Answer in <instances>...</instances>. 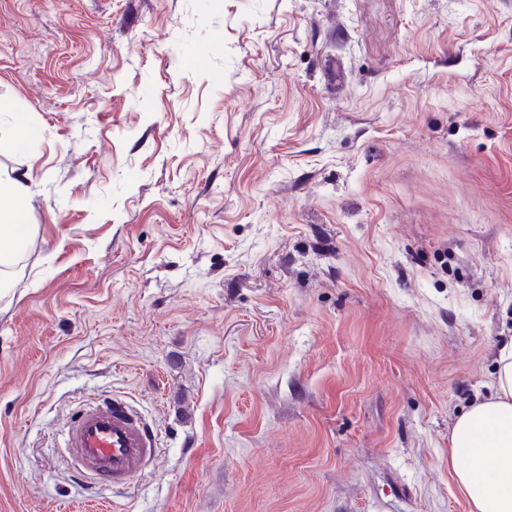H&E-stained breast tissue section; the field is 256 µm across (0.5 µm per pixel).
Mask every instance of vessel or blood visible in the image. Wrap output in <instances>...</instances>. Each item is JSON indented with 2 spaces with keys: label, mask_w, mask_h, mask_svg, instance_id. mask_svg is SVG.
Returning a JSON list of instances; mask_svg holds the SVG:
<instances>
[{
  "label": "vessel or blood",
  "mask_w": 512,
  "mask_h": 512,
  "mask_svg": "<svg viewBox=\"0 0 512 512\" xmlns=\"http://www.w3.org/2000/svg\"><path fill=\"white\" fill-rule=\"evenodd\" d=\"M63 440L76 477L103 491L127 486L159 446L152 425L122 396L84 403L65 425Z\"/></svg>",
  "instance_id": "1"
}]
</instances>
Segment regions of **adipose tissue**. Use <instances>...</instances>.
<instances>
[{
    "label": "adipose tissue",
    "mask_w": 512,
    "mask_h": 512,
    "mask_svg": "<svg viewBox=\"0 0 512 512\" xmlns=\"http://www.w3.org/2000/svg\"><path fill=\"white\" fill-rule=\"evenodd\" d=\"M23 183L0 175V265L18 252L16 227L24 223ZM448 471L470 512H512V344L498 356L494 395L472 405L450 430Z\"/></svg>",
    "instance_id": "ef3b65f1"
}]
</instances>
